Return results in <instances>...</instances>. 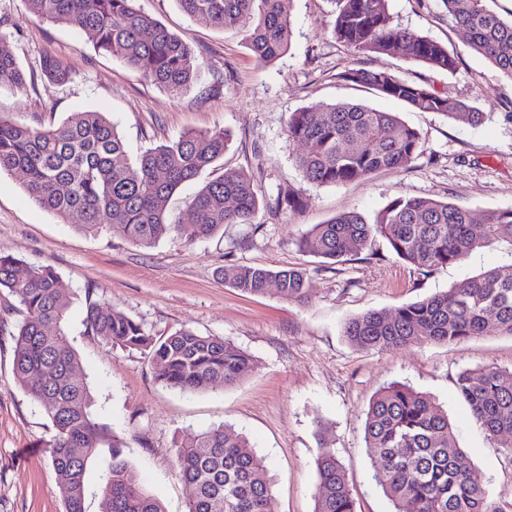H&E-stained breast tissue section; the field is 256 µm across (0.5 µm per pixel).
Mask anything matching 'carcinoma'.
<instances>
[{
	"label": "carcinoma",
	"mask_w": 512,
	"mask_h": 512,
	"mask_svg": "<svg viewBox=\"0 0 512 512\" xmlns=\"http://www.w3.org/2000/svg\"><path fill=\"white\" fill-rule=\"evenodd\" d=\"M190 17L216 28L236 25L258 63L283 56L291 42L292 0H177ZM389 0H332V33L357 52H373L424 63L450 74L457 62L443 44L408 29L388 26ZM34 16L83 31L94 47L123 59L143 79L173 95L198 77L194 53L137 6V0H23ZM448 21L466 30L470 46L512 80V22L501 20L484 0H443ZM40 75L63 85L71 71L45 55ZM344 79L402 101L417 112L479 125L484 113L465 101L409 81L390 69H348ZM26 75L16 60L0 53V90L21 91ZM288 137L304 146L295 158L315 186L344 185L381 170L407 167L422 153L419 133L393 112L362 103L337 102L319 111L301 109L287 121ZM227 135L190 132L137 158L103 112H81L57 126L35 129L0 117V171L26 178L29 197L41 208L96 233L105 228L129 242L151 247L168 237L187 243L213 236L226 224H247L259 208L296 209L299 194L273 200L258 193L245 171L226 169L206 182L191 201L192 224H180L167 204L186 182L224 158ZM480 230H475L476 224ZM379 236L414 271L460 262L495 242L512 246V209L479 219L448 201L395 199L373 221L350 211L315 224L300 239L302 251L336 262L356 256ZM0 252V290H8L24 318L15 329L13 371L27 395L52 423L48 443L59 480L56 494L65 512H85V473L100 449L111 463L102 478L101 512H164L138 481L123 445L93 414L79 359L71 347L70 301L60 275L49 265L26 266ZM224 284L259 296L276 284L291 302H309L307 272L229 264ZM85 323L106 342L149 351L157 378L182 393L237 384L250 357L219 336L181 328L154 338L126 314L98 301L86 302ZM512 336V265L488 268L447 291L389 311H367L350 319L344 335L355 347L393 350L423 343H460L476 336ZM472 417L490 437L512 433V372L496 367L465 370L456 381ZM375 459L374 479L391 512H501L483 484L462 464L448 413L427 394L393 382L372 398L364 424ZM180 479L191 489L188 512H266L271 481L265 459L248 439L223 428L198 433L174 448ZM314 512H355L345 469L331 451L316 459Z\"/></svg>",
	"instance_id": "1"
}]
</instances>
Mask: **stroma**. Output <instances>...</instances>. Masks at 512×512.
<instances>
[{
  "label": "stroma",
  "instance_id": "obj_1",
  "mask_svg": "<svg viewBox=\"0 0 512 512\" xmlns=\"http://www.w3.org/2000/svg\"><path fill=\"white\" fill-rule=\"evenodd\" d=\"M138 5L194 52L199 77L186 92L171 96L121 58L99 53L80 30L30 14L22 0H0V52L28 73L43 55L58 58L72 73L64 85L38 77L25 90H0V117L40 128L77 112H105L133 157L186 132L226 133L221 166L185 184L168 203L183 224L193 221V196L227 166L248 172L263 195L292 189L304 201L293 212L260 209L252 223L225 225L190 244L170 237L144 248L106 230L86 233L63 222L28 197L21 173L0 172V250L54 267L67 284L69 341L97 416L122 440L144 487L165 512H188L190 490L176 474L173 448L190 434L223 424L265 455L273 480L268 512H314L316 458L324 448L344 465L356 512H389L373 479L364 420L376 391L400 381L447 409L466 465L503 512H512V456L506 453L512 435L487 436L456 388L467 369L512 371V337L380 351L353 347L343 334L345 323L366 311H387L444 292L481 270L511 265L512 247L493 243L423 274L398 262L379 237L360 258L336 264L298 247L313 225L349 211L372 218L397 198L448 201L479 215L512 209V80L470 48L442 0H389L390 25L444 44L458 62L452 74L338 43L330 0H293L290 47L267 65L256 61L237 28L195 20L176 0ZM387 67L472 103L485 121L471 126L417 112L342 78L350 68ZM339 101L397 113L419 132L422 154L404 169L345 185L307 183L294 162L303 147L289 139L286 122L292 112ZM227 264L304 268L310 301L300 306L272 290L241 294L218 275ZM89 299L107 301L152 336L187 327L224 337L250 355L252 369L226 389H168L147 351L124 350L88 332L83 309ZM22 318L14 298L0 292V512H64L47 448L54 429L13 372L12 332Z\"/></svg>",
  "mask_w": 512,
  "mask_h": 512
}]
</instances>
